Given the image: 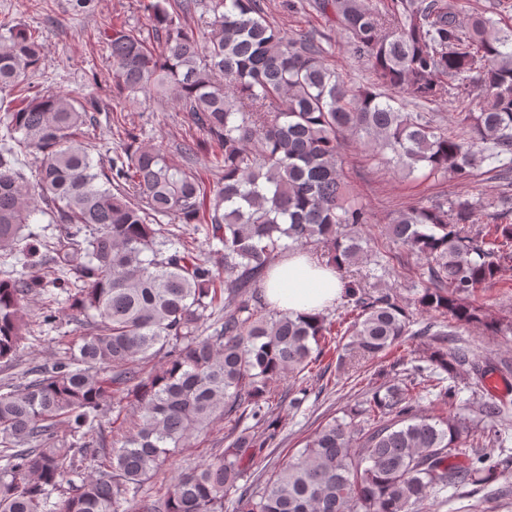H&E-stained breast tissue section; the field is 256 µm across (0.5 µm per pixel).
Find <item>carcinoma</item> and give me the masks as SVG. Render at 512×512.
I'll return each mask as SVG.
<instances>
[{
    "mask_svg": "<svg viewBox=\"0 0 512 512\" xmlns=\"http://www.w3.org/2000/svg\"><path fill=\"white\" fill-rule=\"evenodd\" d=\"M312 8L368 62L370 85L330 69L321 36L277 29L265 0H156L152 41L103 19L116 97H169L203 135L173 155L121 124L127 145L106 166L84 146L92 102L38 91L29 78L43 64L41 36L0 25V126L10 139L0 147V250L26 269L0 271V363L30 335L28 297H40L42 323L56 324L63 303L75 324L58 336L63 354L28 368L22 384L0 383V512H437L448 486H488L512 472L494 429L506 406L487 387L508 364L448 329L451 320L512 334L511 319L475 304L512 266V24L474 16L464 26L461 0ZM197 10L209 17L205 40L182 23ZM472 84L479 108L457 112L453 130L396 98L460 103ZM348 133L390 152L403 172L422 166L467 181L486 165L499 192L411 204L386 227L396 249L374 251L362 237L371 212L341 173ZM203 144L213 149L210 182L189 167ZM39 216L61 227L48 265L25 233ZM160 217L222 248L205 256ZM290 248L346 273L344 314L267 308L268 273ZM404 252L420 260L408 304L378 285L405 267ZM416 338L426 345L417 364L368 382L343 417L251 480L279 436L276 409L285 400L297 409L309 394L284 383L303 380L327 347L341 365L367 363ZM157 358L161 369L148 370ZM464 366L472 391L460 413ZM424 399L435 412L420 411ZM109 411L128 429L107 448L98 430ZM218 419L230 443L162 495L146 494ZM247 419L254 425L240 428ZM465 445L473 456L452 462Z\"/></svg>",
    "mask_w": 512,
    "mask_h": 512,
    "instance_id": "1",
    "label": "carcinoma"
}]
</instances>
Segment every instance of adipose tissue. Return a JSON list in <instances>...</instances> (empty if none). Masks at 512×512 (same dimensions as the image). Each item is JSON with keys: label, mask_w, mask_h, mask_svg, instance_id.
<instances>
[{"label": "adipose tissue", "mask_w": 512, "mask_h": 512, "mask_svg": "<svg viewBox=\"0 0 512 512\" xmlns=\"http://www.w3.org/2000/svg\"><path fill=\"white\" fill-rule=\"evenodd\" d=\"M343 290V282L335 268L313 262L304 254L283 259L266 283V297L270 304L298 314L322 311L336 303Z\"/></svg>", "instance_id": "adipose-tissue-1"}]
</instances>
